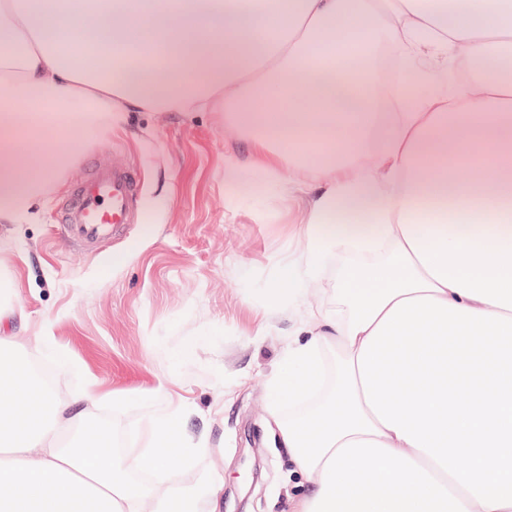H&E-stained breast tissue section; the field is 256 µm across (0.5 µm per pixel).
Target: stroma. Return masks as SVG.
Returning <instances> with one entry per match:
<instances>
[{"mask_svg":"<svg viewBox=\"0 0 512 512\" xmlns=\"http://www.w3.org/2000/svg\"><path fill=\"white\" fill-rule=\"evenodd\" d=\"M76 163L31 223H0V282L26 313L17 342L28 364L48 369L69 415L89 412L132 452L146 413L137 406L158 384L190 407L187 432L205 436L201 469L222 479L219 512H271L307 487L288 455L266 443L265 387L294 337L279 318L258 345L253 294L277 277L297 244L298 205L260 218L232 209L224 156L250 161L251 143L212 113H123L111 134L74 137ZM129 162L141 181V221L90 248L63 244L56 214L94 165ZM49 332L75 361L65 370L34 338ZM81 402H73L76 391Z\"/></svg>","mask_w":512,"mask_h":512,"instance_id":"obj_1","label":"stroma"}]
</instances>
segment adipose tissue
I'll return each instance as SVG.
<instances>
[{
	"instance_id": "ef3b65f1",
	"label": "adipose tissue",
	"mask_w": 512,
	"mask_h": 512,
	"mask_svg": "<svg viewBox=\"0 0 512 512\" xmlns=\"http://www.w3.org/2000/svg\"><path fill=\"white\" fill-rule=\"evenodd\" d=\"M93 39L71 52L83 32ZM391 52L392 82L356 71ZM512 0H0V223L25 224L122 112L210 111L301 201V247L254 305L303 336L269 380V434L305 492L288 512H512ZM465 76L450 93L445 64ZM247 107H240V100ZM354 256L335 304L305 300ZM0 289V512H216L182 414L136 457L18 356ZM158 473L157 492L141 481ZM336 267H341V260H336V256L328 257L321 280L314 286V294L309 300L313 307L325 304L330 300L332 288H335Z\"/></svg>"
}]
</instances>
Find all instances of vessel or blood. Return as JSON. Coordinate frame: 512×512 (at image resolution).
I'll use <instances>...</instances> for the list:
<instances>
[{
  "instance_id": "b4317fda",
  "label": "vessel or blood",
  "mask_w": 512,
  "mask_h": 512,
  "mask_svg": "<svg viewBox=\"0 0 512 512\" xmlns=\"http://www.w3.org/2000/svg\"><path fill=\"white\" fill-rule=\"evenodd\" d=\"M139 178L121 163L98 168L74 188L59 208L60 234L67 239L103 241L137 223Z\"/></svg>"
}]
</instances>
